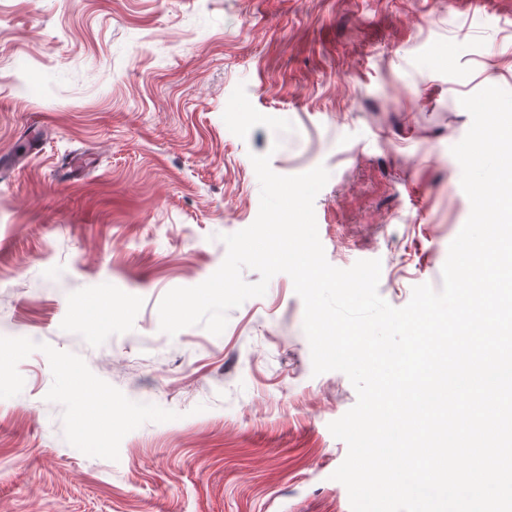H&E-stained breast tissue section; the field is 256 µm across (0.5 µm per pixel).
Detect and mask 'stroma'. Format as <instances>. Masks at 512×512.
<instances>
[{
	"mask_svg": "<svg viewBox=\"0 0 512 512\" xmlns=\"http://www.w3.org/2000/svg\"><path fill=\"white\" fill-rule=\"evenodd\" d=\"M489 85L512 0H0V512H351L328 425L357 393L313 375L291 277L218 336L158 305L255 221L254 153L329 171L330 264L380 260L398 308L441 288ZM103 287L114 316L78 317Z\"/></svg>",
	"mask_w": 512,
	"mask_h": 512,
	"instance_id": "obj_1",
	"label": "stroma"
}]
</instances>
